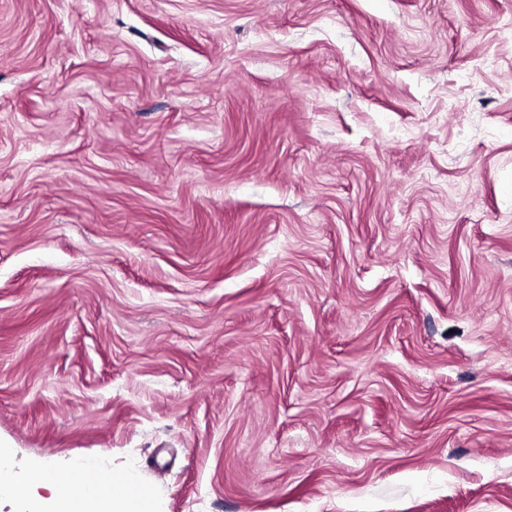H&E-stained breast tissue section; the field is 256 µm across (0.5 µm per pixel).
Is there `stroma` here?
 Here are the masks:
<instances>
[{
    "mask_svg": "<svg viewBox=\"0 0 512 512\" xmlns=\"http://www.w3.org/2000/svg\"><path fill=\"white\" fill-rule=\"evenodd\" d=\"M512 0H0V440L161 512H512Z\"/></svg>",
    "mask_w": 512,
    "mask_h": 512,
    "instance_id": "1",
    "label": "stroma"
}]
</instances>
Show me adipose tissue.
Instances as JSON below:
<instances>
[{
	"label": "adipose tissue",
	"instance_id": "ef3b65f1",
	"mask_svg": "<svg viewBox=\"0 0 512 512\" xmlns=\"http://www.w3.org/2000/svg\"><path fill=\"white\" fill-rule=\"evenodd\" d=\"M19 512H158L151 493L132 473L100 477L90 466H32L25 475L0 463V501Z\"/></svg>",
	"mask_w": 512,
	"mask_h": 512
}]
</instances>
